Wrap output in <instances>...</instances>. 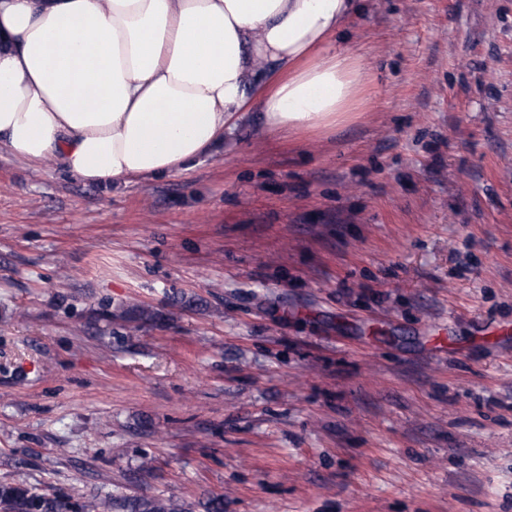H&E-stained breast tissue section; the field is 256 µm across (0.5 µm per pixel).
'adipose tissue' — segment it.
Segmentation results:
<instances>
[{
  "label": "adipose tissue",
  "mask_w": 512,
  "mask_h": 512,
  "mask_svg": "<svg viewBox=\"0 0 512 512\" xmlns=\"http://www.w3.org/2000/svg\"><path fill=\"white\" fill-rule=\"evenodd\" d=\"M359 0H0V150L125 186L212 154L261 103L316 131L365 106L325 46Z\"/></svg>",
  "instance_id": "adipose-tissue-1"
}]
</instances>
